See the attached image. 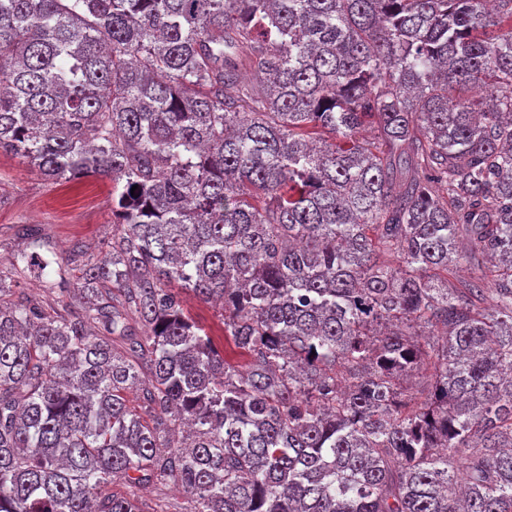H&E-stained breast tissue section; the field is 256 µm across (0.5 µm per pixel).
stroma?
<instances>
[{
  "label": "stroma",
  "instance_id": "obj_1",
  "mask_svg": "<svg viewBox=\"0 0 512 512\" xmlns=\"http://www.w3.org/2000/svg\"><path fill=\"white\" fill-rule=\"evenodd\" d=\"M25 224L45 234L58 251L81 246L100 258L111 250L112 182L88 176L70 182L47 179L38 168L0 151V263L9 264L28 240L15 234ZM146 512H193L190 497L177 486L136 489Z\"/></svg>",
  "mask_w": 512,
  "mask_h": 512
}]
</instances>
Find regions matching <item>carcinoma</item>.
<instances>
[{"label":"carcinoma","mask_w":512,"mask_h":512,"mask_svg":"<svg viewBox=\"0 0 512 512\" xmlns=\"http://www.w3.org/2000/svg\"><path fill=\"white\" fill-rule=\"evenodd\" d=\"M0 150L117 217L0 267V512H512V0H0ZM19 288L20 290H17V294L22 293L27 296L39 297L47 312L52 314L54 311L60 310V301L63 299V296L59 288L55 289L53 292L44 293L41 283L38 280L24 276L19 279ZM183 304L185 309L191 314V316L205 327L207 332L214 335V339L217 342L221 351L224 350V341L222 340L220 321L218 318L217 311L207 304L201 303L192 294H182ZM136 496L149 512H190L194 503L173 484L146 485L135 490Z\"/></svg>","instance_id":"carcinoma-1"}]
</instances>
